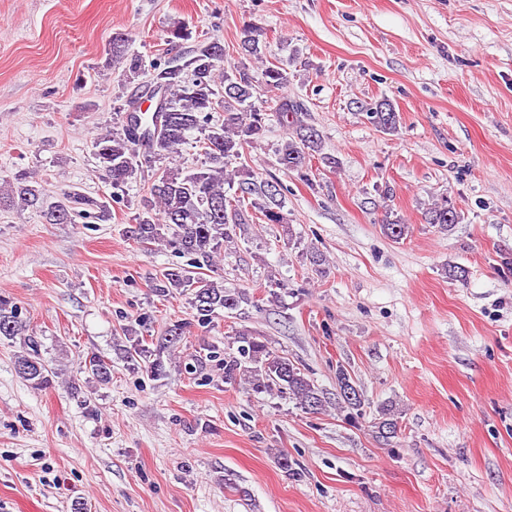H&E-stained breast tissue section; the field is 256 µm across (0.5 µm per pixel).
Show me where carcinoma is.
<instances>
[{
  "mask_svg": "<svg viewBox=\"0 0 512 512\" xmlns=\"http://www.w3.org/2000/svg\"><path fill=\"white\" fill-rule=\"evenodd\" d=\"M261 32L249 26L241 43L245 61L237 66L224 65V57H214V42H201L181 64L155 61L144 84L147 98L151 89L163 91L167 112L161 123L144 130L132 128L127 117L120 125L93 138L95 156L102 164L113 189L112 200L120 201L129 180L143 164L157 167L155 178L139 205L136 224L130 237L141 244H157L187 258V265L164 271L152 285L158 297H167L182 289L191 290L195 321L201 327L211 325L216 311L232 312L251 302L248 292L224 287V280L213 276L224 249L235 243L236 230L250 207L267 224H285L281 193L269 190L270 182L253 179L245 167H232L248 147L264 137L269 112L280 121L291 124V132L276 150L278 164L310 182L311 158L320 154V134L311 125L289 116L302 111L299 104L286 98L271 101L266 95L283 89L288 75L281 68L264 64L265 42ZM128 39L112 42V57L126 63L124 80L131 81L145 73L140 59L127 55ZM259 64L251 71L246 62ZM224 111V122L214 120V112ZM369 122L385 134H395L401 116L383 99L365 108ZM197 132L202 159L196 166H183L178 157L187 134ZM40 210L48 224H73L75 217L88 218L90 211L105 212V205L78 191L63 200L49 203L42 189L32 184L28 172H18L0 183V205ZM424 221L441 229H449L464 219L461 209L447 196L432 201L423 212ZM383 233L399 240L408 225L398 216L389 217L381 225ZM268 302H282L287 284L275 275L267 276ZM186 324L175 322L151 338L150 344L138 339L118 348L120 357L137 366L153 379L166 375V362L179 357L183 350ZM22 340L25 351L16 357L17 373L35 389H46L52 383L40 354V344L28 334L27 320L9 298L0 297V338ZM235 348L209 344L193 354L203 364L212 362L224 371V383L244 382L256 393L278 392L288 395L307 413H319L328 407L325 393L286 355L273 349L260 333L238 330L232 337ZM79 370L101 383L112 379V361L91 352L79 363ZM336 405L348 411L353 421L362 415V397H349L357 386L349 372L336 369ZM378 437L389 441L397 434L393 406L380 409L374 423Z\"/></svg>",
  "mask_w": 512,
  "mask_h": 512,
  "instance_id": "1",
  "label": "carcinoma"
}]
</instances>
